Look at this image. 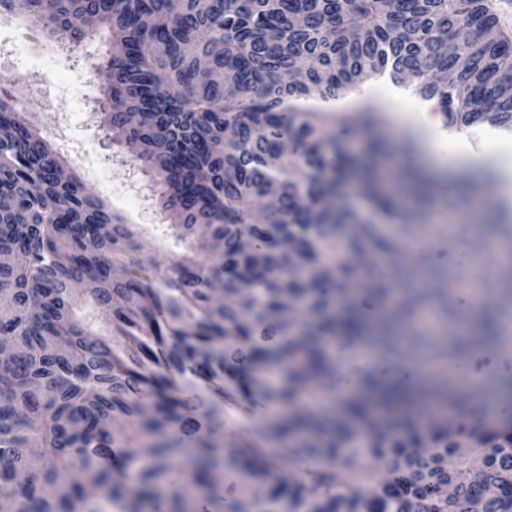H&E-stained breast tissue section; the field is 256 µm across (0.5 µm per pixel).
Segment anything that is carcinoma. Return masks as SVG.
I'll use <instances>...</instances> for the list:
<instances>
[{
	"mask_svg": "<svg viewBox=\"0 0 512 512\" xmlns=\"http://www.w3.org/2000/svg\"><path fill=\"white\" fill-rule=\"evenodd\" d=\"M0 13L44 24L63 48L93 18L108 31L94 66L103 126L156 174L189 243L166 271L138 258L133 231L57 176L58 151L0 87V512H93L98 491L119 512H208L200 487L238 494L239 512H512V430L461 412L457 391L381 396L432 409L426 428L408 410L373 413L370 379L365 395L334 393L337 343L461 361L502 340L495 324L512 308L475 334L405 344L394 331L406 318L451 299L407 285L368 332L360 298L390 291L373 262L389 246L336 203L355 158L331 130L385 117L372 102L351 116L297 104L387 76L437 99L451 124L511 131L512 38L484 0H0ZM369 152L356 188L407 222L426 192L403 179L393 200L380 145ZM478 187L461 176L445 201L464 207ZM484 228L511 238L512 212ZM485 289L503 303L512 279ZM88 306L109 315L107 335L78 315ZM226 336L240 340L230 349ZM270 366L279 413L253 429L229 485L225 448L197 435L188 393L219 370ZM483 389L512 403L511 377ZM133 437L145 453H120ZM464 438L481 465H448ZM182 454L193 464L168 490Z\"/></svg>",
	"mask_w": 512,
	"mask_h": 512,
	"instance_id": "cac0c4a2",
	"label": "carcinoma"
}]
</instances>
